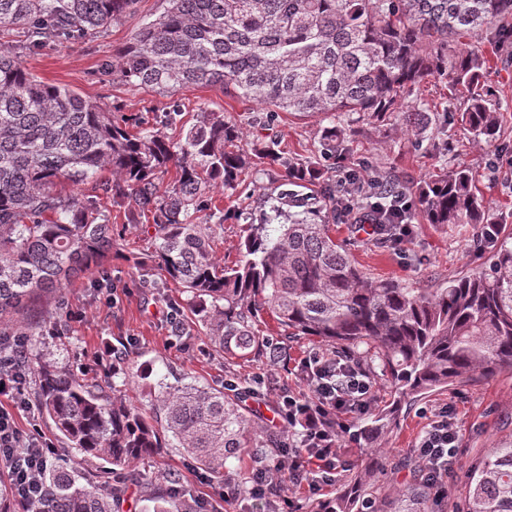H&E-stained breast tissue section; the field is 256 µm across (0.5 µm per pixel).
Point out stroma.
<instances>
[{"label":"stroma","mask_w":512,"mask_h":512,"mask_svg":"<svg viewBox=\"0 0 512 512\" xmlns=\"http://www.w3.org/2000/svg\"><path fill=\"white\" fill-rule=\"evenodd\" d=\"M165 0H138L133 14L115 22L104 33L87 36L77 43L63 42L25 56L26 67L39 80L67 87L101 104L119 119L155 120L172 103H179L181 122L192 126L198 114L207 110L221 112L240 123L245 144L254 147L276 135L292 156L310 160L319 155L320 134L333 125L330 115L301 118L280 114L272 130H264L255 121V106L240 98L224 95L215 87H187L174 95H161L111 78L104 73L105 64L125 47L142 23L154 19ZM465 44L482 46L490 69L485 90L502 117L500 137L487 146L471 140L456 123L448 125V148L438 151L423 145L415 147L398 122L391 116L355 123L349 162L376 167L406 184L428 179L442 167H467L479 193L487 200L495 217L496 237H512V44H488L485 36L465 37ZM277 172L243 174L233 197H223L216 205L223 210V220L200 213L214 238V256L219 264L232 266L244 254L247 224L242 212L258 213L262 200L276 186ZM411 234L406 241L392 245L382 238L367 235L362 227L370 208L356 204L336 226L337 238L347 240L355 263L377 280H395L412 288H444L449 280L488 264L489 248L476 244V227L456 231L425 223L419 206H412ZM117 245L108 264L107 286L96 289L91 276L71 281L61 294L49 295L32 303L23 321L35 325L40 334V350L55 357L83 365L88 377L99 381L114 380L121 395L143 400L148 381L116 378L112 375L111 352L129 351L137 365L151 368L153 378L175 382L181 375L204 384L223 386L233 381L242 398L244 413L268 430L282 433L277 419V396L268 391V380H276L288 390L309 396L310 390L297 376V366L320 345L310 338L285 337L282 347L288 360L273 364L256 357L245 363H225L211 355L203 335L176 338L169 332L166 313L181 294L163 287L164 274L149 267L152 287H142L127 261L128 256L149 248L153 234L152 220L140 215L133 202L110 212ZM80 311V318L67 321L64 335H53V324L60 308ZM450 410V423L459 443L456 462L449 474L439 480L442 489L439 512H457L467 495L469 475L494 442L512 437V375L503 373L494 379L451 387L402 404L396 425L388 431L385 446L389 453L376 477L379 492L390 494L412 477L403 469L404 458H417V444L425 431L429 416ZM345 427L342 445L346 452L330 485L314 494L307 487H295L288 499L269 504L254 497L249 477L255 466L250 455L227 460L230 470L241 476L238 487L230 489L209 472L199 469L178 449L132 463L130 470L141 477L179 479L186 492L202 502L208 512H315L323 501L334 498L346 484L351 464L363 450L354 443L355 415H339Z\"/></svg>","instance_id":"stroma-1"}]
</instances>
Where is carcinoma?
<instances>
[{"label": "carcinoma", "mask_w": 512, "mask_h": 512, "mask_svg": "<svg viewBox=\"0 0 512 512\" xmlns=\"http://www.w3.org/2000/svg\"><path fill=\"white\" fill-rule=\"evenodd\" d=\"M104 72L160 93L187 86L219 87L250 100L269 127L280 112L308 116L394 115L417 141L437 138L448 120L406 95L429 78L463 99L459 122L492 146L501 131L495 104L481 92L488 57L479 46L456 48L463 35L485 31L512 42V0H165ZM137 0H0V32L21 31L0 49V324L28 301L58 291L83 274L103 286L112 257V225L102 200L122 208L129 198L152 216L153 258L165 280L186 295L176 305L173 334L202 327L210 351L225 360L266 354L288 358L253 324L266 314L290 336L315 338L331 356L369 361L358 367L394 392L388 405L358 417L355 440L367 453L353 466L350 489L317 512H436L429 481L416 478L392 497L360 488L379 470L384 435L402 403L449 386L512 374V244L504 241L488 267L435 291L374 280L359 268L332 224L350 195L320 163L287 156L277 136L249 152L239 124L202 112L174 141L163 128L138 122L133 132L96 102L38 80L23 57L45 44L79 41L134 12ZM344 127H326L320 154L347 160ZM284 169L283 189L260 223L249 224L245 255L218 264L212 238L194 223L216 189L234 193L244 170ZM110 171L113 180L99 174ZM175 172L165 182L169 172ZM376 217L407 224L397 208L408 191L376 171L351 170ZM91 185L85 193L80 186ZM69 185L78 191L62 194ZM427 224L450 230L492 224L494 217L466 168L442 169L415 187ZM279 225L275 237L268 226ZM16 368L34 376L33 397L67 446L110 465L83 471L53 463L36 512H115L121 490L112 473L129 463L179 448L226 485L224 459L246 448L258 458L282 456L281 437L250 421L224 390L178 380L153 383L148 407L114 394L116 384L89 380L73 366L32 353ZM146 512H200L196 499L170 480L143 484ZM0 512H26L0 479ZM463 512H512V439L489 450L469 476Z\"/></svg>", "instance_id": "obj_1"}]
</instances>
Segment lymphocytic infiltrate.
Instances as JSON below:
<instances>
[{
  "label": "lymphocytic infiltrate",
  "instance_id": "1",
  "mask_svg": "<svg viewBox=\"0 0 512 512\" xmlns=\"http://www.w3.org/2000/svg\"><path fill=\"white\" fill-rule=\"evenodd\" d=\"M297 373L311 391L310 398L287 392L276 401L277 415L289 436L299 437L287 459L258 465L255 475L262 485L286 497L290 482L300 474H312L311 491L331 482L339 457L337 439L325 428V419L340 413L362 412L373 400V385L356 365L344 358L315 353L303 359ZM27 378L15 369L11 358L0 354V472H5L17 497L36 506L43 494L44 472L50 448L35 430H23L14 405L21 400ZM458 437L445 415H436L418 443L419 454L431 473L451 470Z\"/></svg>",
  "mask_w": 512,
  "mask_h": 512
}]
</instances>
